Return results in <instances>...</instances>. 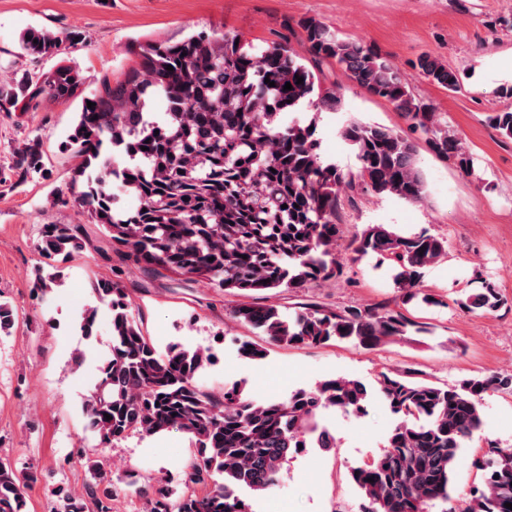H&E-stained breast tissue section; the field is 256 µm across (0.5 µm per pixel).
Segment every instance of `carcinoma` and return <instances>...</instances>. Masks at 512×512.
<instances>
[{"label":"carcinoma","instance_id":"obj_1","mask_svg":"<svg viewBox=\"0 0 512 512\" xmlns=\"http://www.w3.org/2000/svg\"><path fill=\"white\" fill-rule=\"evenodd\" d=\"M300 27L301 44L314 62L333 60L348 81L392 104L436 156L454 158L464 175L472 174L461 141L444 129L441 113L410 93L392 61L314 19ZM76 37L29 30L21 48L33 56H58ZM236 39L230 33L222 38L198 33L174 44L147 42L139 45L138 61L123 78L95 79L69 135L83 158L78 176L86 190L80 200L116 251L157 272L201 278L226 294L297 291L340 274L336 209L339 193L354 180L407 203L424 200L418 143L392 128L352 121L340 136L355 154L357 173L324 162L311 130L315 121L295 118L283 125L278 117L334 110L336 92L322 88L298 50ZM415 66L438 86L458 91L457 75L437 58L423 54ZM267 78L275 86L265 83ZM287 83L292 89L285 91ZM83 85L77 68L63 59L48 72L0 80V111L36 112L46 102L78 97ZM156 94L167 101L161 121L148 118ZM89 101L95 106L87 107ZM488 121L512 138V110L493 112ZM106 146L125 158L123 167L114 166V158L103 152ZM16 154L23 175L42 171L39 138L23 142ZM123 195L134 197L138 206L118 213L114 204ZM39 235V251L50 261L84 248L79 224H43ZM446 248L444 239L425 231L403 235L369 224L351 240L350 261L372 256L378 266L389 264L402 305L434 304L421 288L422 278ZM92 293L112 317L109 352L84 406L88 429L103 445L132 433L177 430L196 447L186 483L202 489L179 493L160 484L149 512H250L242 494L260 495L278 486L284 463L299 447L310 441L333 447V438L316 424L320 409L365 412L366 386L346 378L295 390L283 401L245 398L236 389L222 395L205 391L196 375L209 356L181 347L159 353L128 312L125 289L101 280ZM458 304L474 312L495 310L503 300L487 285ZM233 314L271 343L293 347L338 340L368 349L428 332L384 303L340 312L308 306L289 316L240 304ZM15 325L12 306L0 301V336L11 335ZM490 390L512 391V375L457 385L383 376L376 393L395 423L380 454L349 471L369 502L367 512H428L432 502L449 501L464 444L483 428L482 396ZM86 465L93 481L85 493L66 495L65 512H112V484L99 477V461L89 457ZM478 466L483 488L471 494L462 512H512L505 507L512 503V448L489 449ZM33 480L32 471L0 459V512H26L24 488Z\"/></svg>","mask_w":512,"mask_h":512}]
</instances>
